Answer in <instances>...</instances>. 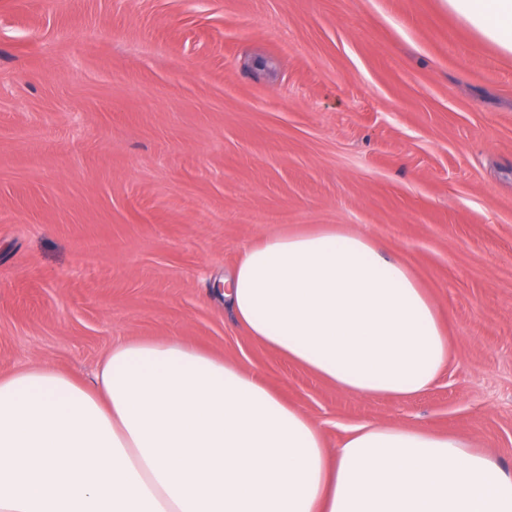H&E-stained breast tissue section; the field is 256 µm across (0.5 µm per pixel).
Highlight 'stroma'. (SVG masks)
<instances>
[{
	"mask_svg": "<svg viewBox=\"0 0 512 512\" xmlns=\"http://www.w3.org/2000/svg\"><path fill=\"white\" fill-rule=\"evenodd\" d=\"M343 224L435 300L447 369L338 392L252 341L216 283ZM176 338L319 421L450 432L512 471V55L443 0H0V375L92 380Z\"/></svg>",
	"mask_w": 512,
	"mask_h": 512,
	"instance_id": "obj_1",
	"label": "stroma"
}]
</instances>
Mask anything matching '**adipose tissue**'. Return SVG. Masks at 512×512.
<instances>
[{
  "instance_id": "ef3b65f1",
  "label": "adipose tissue",
  "mask_w": 512,
  "mask_h": 512,
  "mask_svg": "<svg viewBox=\"0 0 512 512\" xmlns=\"http://www.w3.org/2000/svg\"><path fill=\"white\" fill-rule=\"evenodd\" d=\"M512 54V0H444ZM245 333L337 390L410 397L450 341L409 267L333 224L248 247L224 294ZM0 512H512V473L451 434L321 426L257 374L177 339L133 340L93 383L0 375Z\"/></svg>"
}]
</instances>
